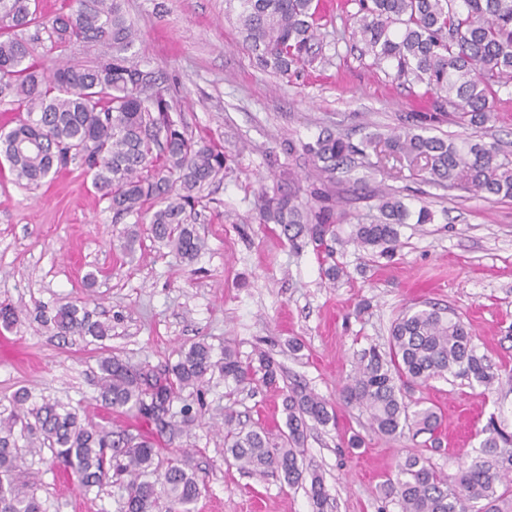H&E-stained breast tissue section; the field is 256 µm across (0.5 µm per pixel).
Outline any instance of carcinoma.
Returning a JSON list of instances; mask_svg holds the SVG:
<instances>
[{"label": "carcinoma", "mask_w": 512, "mask_h": 512, "mask_svg": "<svg viewBox=\"0 0 512 512\" xmlns=\"http://www.w3.org/2000/svg\"><path fill=\"white\" fill-rule=\"evenodd\" d=\"M243 42L257 62L282 75L309 65L318 49L317 0H237ZM361 54L394 77L424 87L454 108L462 124L482 125L491 116L495 87L512 81V0H355ZM138 33L124 11V0H64L52 16L37 12L32 0H0V94L13 98L26 117L0 135V156L15 181L39 187L68 162L79 158L100 198L117 217L150 215L152 237L192 263L203 250L195 205L200 192L224 172V152L195 139L173 120L161 77L141 68L132 52ZM65 62L46 72L38 51L43 41ZM79 43L97 46L95 59H72ZM436 113L409 117L403 130L385 138L386 158L421 159L428 183L475 194L512 199V157L495 146L460 144L425 134ZM320 180H331L361 149L329 130L301 144ZM300 187L279 188L260 199L259 219L276 224L294 247L309 244L335 259L338 240L329 191L312 186L310 200ZM379 222L357 224L348 242L391 258L398 246L397 226L431 221L425 208L412 213L392 194L378 196ZM40 322L55 336L90 335L104 340L112 325L92 319L84 307L66 303ZM96 401L107 413H132L159 432L172 435L203 417L202 407L173 410L187 389L201 390L218 373L241 387L259 379L276 382L279 365L265 353L258 366L245 363L229 345L218 359L201 340L167 369L135 367L117 355L100 361ZM462 377L486 390L499 373L477 352L459 316L431 303L402 313L388 347L359 354L356 370L341 388L350 407L368 415L373 430L396 438L409 429L430 435L441 418L432 406L408 399L404 383ZM285 428L272 436L263 428L245 429L238 415L224 413V446L238 468L264 478L278 474L294 486L306 482L316 512L329 493L323 477L304 468V445L314 424L335 420L332 405L300 385L283 398ZM35 419L30 426L27 417ZM86 492L110 475L128 477L122 512H192L201 488L185 460H159L152 435H132L98 424L86 426L77 412L58 401L42 400L23 413L0 419V512H44L33 488L15 484L18 448L34 445L32 428ZM482 456L461 467L453 482L422 455H409L386 483L401 512H512V435L490 420Z\"/></svg>", "instance_id": "1"}]
</instances>
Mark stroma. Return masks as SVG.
<instances>
[{"label": "stroma", "instance_id": "obj_1", "mask_svg": "<svg viewBox=\"0 0 512 512\" xmlns=\"http://www.w3.org/2000/svg\"><path fill=\"white\" fill-rule=\"evenodd\" d=\"M138 33L142 66L166 78L173 117L189 133L220 146L224 176L203 192L196 228L206 246L192 264L142 233L124 250L135 219L114 218L80 161H71L40 188L16 184L0 165V302L11 304L16 327L0 326V417L25 387L76 408L83 422L110 420L114 429L146 432L130 415L103 416L96 402L98 360L112 354L154 370L204 340L242 360L258 352L282 366L278 386L234 388L213 379L202 397L205 415L175 439L156 434L163 454L187 452L202 494L195 512H312L304 487L249 476L224 461V411L246 427L285 423L283 387L301 384L334 407V424L310 430L305 465L324 478L325 512H400L384 484L406 454H427L455 477L478 454L489 420L512 434V385L492 390L466 380L436 379L409 389L411 399L442 414L440 450L425 435L391 440L348 407L340 389L364 348H386L393 321L427 301L461 317L478 352L512 372V199L426 184L422 163L380 168L376 154L354 156L337 171L333 197L344 274L329 281L312 247L294 249L275 224L258 223L262 192L316 180L312 160L289 151L328 129L354 145L388 136L407 114L430 112L431 99L361 57L353 39L354 0H320L322 49L314 63L280 76L261 67L245 46L227 0H125ZM435 135L495 144L512 152V85L499 89L493 118L475 127L438 123ZM399 194L410 209L427 207L429 224L399 227L392 259L370 255L347 238L354 225L377 221L380 193ZM74 303L110 322L104 341L73 336L61 342L35 319L39 309ZM298 349H291L290 341ZM359 436L360 447L349 445ZM17 472L33 482L46 512H120L123 483L107 480L83 493L64 479L49 448L21 449Z\"/></svg>", "mask_w": 512, "mask_h": 512}]
</instances>
